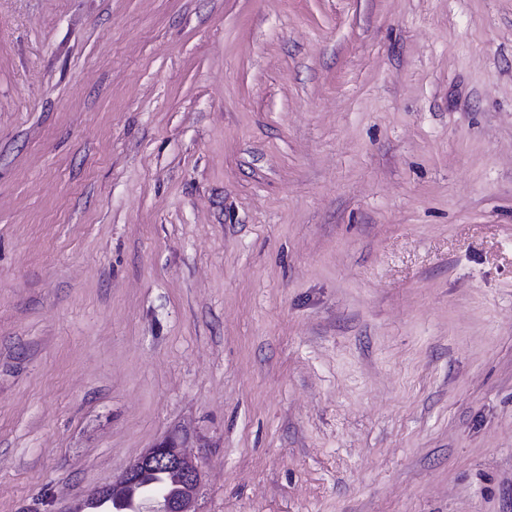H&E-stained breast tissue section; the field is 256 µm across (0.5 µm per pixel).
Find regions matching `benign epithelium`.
Wrapping results in <instances>:
<instances>
[{
	"mask_svg": "<svg viewBox=\"0 0 512 512\" xmlns=\"http://www.w3.org/2000/svg\"><path fill=\"white\" fill-rule=\"evenodd\" d=\"M148 471L173 476L180 485L179 494L173 495L167 488L158 487L137 501L132 499L130 487ZM199 484L198 466L176 440L165 438L139 455L116 482L94 491L92 496L112 501L120 512H199L196 507Z\"/></svg>",
	"mask_w": 512,
	"mask_h": 512,
	"instance_id": "obj_1",
	"label": "benign epithelium"
}]
</instances>
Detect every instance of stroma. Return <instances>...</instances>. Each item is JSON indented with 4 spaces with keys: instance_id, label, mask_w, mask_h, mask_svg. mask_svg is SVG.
I'll use <instances>...</instances> for the list:
<instances>
[{
    "instance_id": "obj_1",
    "label": "stroma",
    "mask_w": 512,
    "mask_h": 512,
    "mask_svg": "<svg viewBox=\"0 0 512 512\" xmlns=\"http://www.w3.org/2000/svg\"><path fill=\"white\" fill-rule=\"evenodd\" d=\"M167 436L199 512H512V0H0V512Z\"/></svg>"
}]
</instances>
